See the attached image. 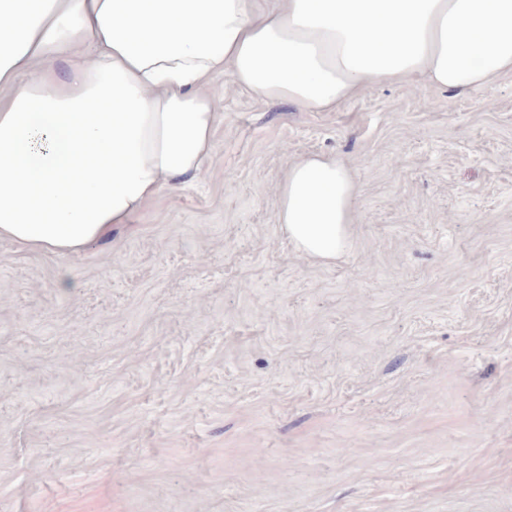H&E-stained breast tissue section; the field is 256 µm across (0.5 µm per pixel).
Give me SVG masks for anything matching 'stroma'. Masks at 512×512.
<instances>
[{"label": "stroma", "mask_w": 512, "mask_h": 512, "mask_svg": "<svg viewBox=\"0 0 512 512\" xmlns=\"http://www.w3.org/2000/svg\"><path fill=\"white\" fill-rule=\"evenodd\" d=\"M214 86L202 173L133 229L0 239V512H512V74L336 112ZM315 153L359 185L329 265L277 222Z\"/></svg>", "instance_id": "35a3bbf8"}]
</instances>
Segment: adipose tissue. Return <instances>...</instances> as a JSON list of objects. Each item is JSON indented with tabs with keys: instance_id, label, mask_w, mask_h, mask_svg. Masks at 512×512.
Instances as JSON below:
<instances>
[{
	"instance_id": "obj_1",
	"label": "adipose tissue",
	"mask_w": 512,
	"mask_h": 512,
	"mask_svg": "<svg viewBox=\"0 0 512 512\" xmlns=\"http://www.w3.org/2000/svg\"><path fill=\"white\" fill-rule=\"evenodd\" d=\"M512 73V0H0V239L63 257L107 238L213 151L212 82L304 112L370 85L471 93ZM358 185L304 157L278 222L324 264Z\"/></svg>"
}]
</instances>
